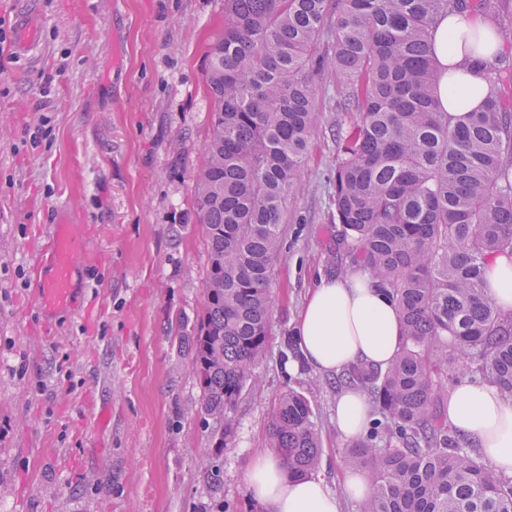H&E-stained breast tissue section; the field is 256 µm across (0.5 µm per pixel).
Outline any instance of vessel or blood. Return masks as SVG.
Returning <instances> with one entry per match:
<instances>
[{"label": "vessel or blood", "instance_id": "obj_1", "mask_svg": "<svg viewBox=\"0 0 512 512\" xmlns=\"http://www.w3.org/2000/svg\"><path fill=\"white\" fill-rule=\"evenodd\" d=\"M12 48L24 61L36 59L42 53L40 19L34 0H21V10L13 29ZM86 252V236L77 226L50 225L35 265V300L44 314L74 309L75 278Z\"/></svg>", "mask_w": 512, "mask_h": 512}]
</instances>
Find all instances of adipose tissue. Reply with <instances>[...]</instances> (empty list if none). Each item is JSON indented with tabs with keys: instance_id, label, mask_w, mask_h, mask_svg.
Masks as SVG:
<instances>
[{
	"instance_id": "ef3b65f1",
	"label": "adipose tissue",
	"mask_w": 512,
	"mask_h": 512,
	"mask_svg": "<svg viewBox=\"0 0 512 512\" xmlns=\"http://www.w3.org/2000/svg\"><path fill=\"white\" fill-rule=\"evenodd\" d=\"M442 70L439 99L451 117L477 109L494 92L488 73L502 51L492 26L469 11L449 12L436 30ZM488 293L502 313L512 314V257L497 254L484 265ZM305 366L328 375L363 363L387 368L404 342L394 302L364 272L322 278L309 291L295 336ZM336 426L346 439L359 438L371 415L363 390L344 387L336 399ZM448 423L498 472L512 476V400L490 383L461 379L448 393ZM249 492L266 512H339L324 481L289 477L274 454L246 469Z\"/></svg>"
}]
</instances>
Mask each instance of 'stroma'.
<instances>
[{
  "mask_svg": "<svg viewBox=\"0 0 512 512\" xmlns=\"http://www.w3.org/2000/svg\"><path fill=\"white\" fill-rule=\"evenodd\" d=\"M45 49L11 51L18 0H0V512H265L245 481L268 450L287 391L321 437L317 470L341 512L350 440L337 384L291 372L289 344L319 278L355 271L333 205L336 78L317 81L321 120L304 188L287 201L266 355L235 407L220 485L200 467L213 445L176 315L195 319L208 256L192 213L210 134L204 74L224 0H37ZM89 236L81 312L45 318L34 263L50 225ZM108 408L95 424L90 407Z\"/></svg>",
  "mask_w": 512,
  "mask_h": 512,
  "instance_id": "stroma-1",
  "label": "stroma"
}]
</instances>
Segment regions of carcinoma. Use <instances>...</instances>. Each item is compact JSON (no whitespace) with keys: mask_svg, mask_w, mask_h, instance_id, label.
Listing matches in <instances>:
<instances>
[{"mask_svg":"<svg viewBox=\"0 0 512 512\" xmlns=\"http://www.w3.org/2000/svg\"><path fill=\"white\" fill-rule=\"evenodd\" d=\"M501 0H224L205 71L211 130L194 191L208 252L204 306L178 320L179 347L202 376L200 415L234 433V407L263 357L271 281L288 196L301 185L318 120L316 78L336 74V220L350 252L393 298L405 340L385 370L351 383L383 430L348 449L373 492L360 512H512L498 474L448 426L457 379L512 394V317L489 298L483 266L512 253V103L501 91L456 122L436 86L434 31L448 10L488 18ZM269 448L308 477L321 440L308 400L290 391Z\"/></svg>","mask_w":512,"mask_h":512,"instance_id":"cac0c4a2","label":"carcinoma"}]
</instances>
